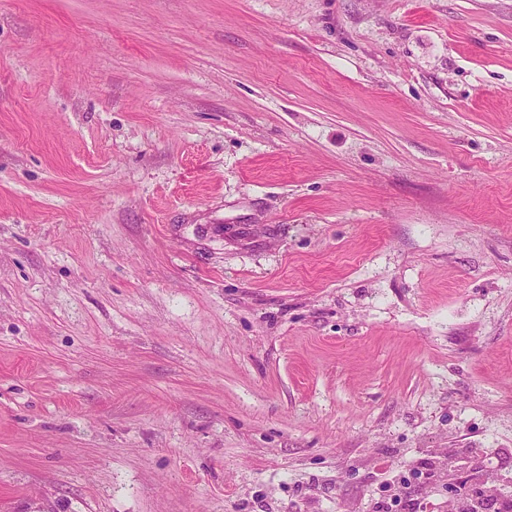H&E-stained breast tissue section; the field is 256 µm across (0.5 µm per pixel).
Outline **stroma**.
I'll list each match as a JSON object with an SVG mask.
<instances>
[{
    "instance_id": "35a3bbf8",
    "label": "stroma",
    "mask_w": 512,
    "mask_h": 512,
    "mask_svg": "<svg viewBox=\"0 0 512 512\" xmlns=\"http://www.w3.org/2000/svg\"><path fill=\"white\" fill-rule=\"evenodd\" d=\"M512 496V0H0V512Z\"/></svg>"
}]
</instances>
